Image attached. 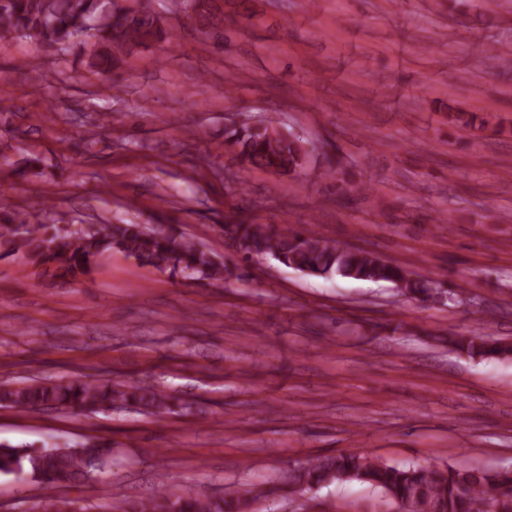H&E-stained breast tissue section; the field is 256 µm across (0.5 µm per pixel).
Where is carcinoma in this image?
Segmentation results:
<instances>
[{
	"label": "carcinoma",
	"instance_id": "obj_1",
	"mask_svg": "<svg viewBox=\"0 0 512 512\" xmlns=\"http://www.w3.org/2000/svg\"><path fill=\"white\" fill-rule=\"evenodd\" d=\"M138 4L137 12L129 13L114 0H0V40L24 37L58 44L64 51L74 49L87 58L90 70L101 74L100 52L88 53L82 48L87 37H97L101 45L121 51L173 43L174 33L164 28L152 0H138ZM224 143L247 168L285 175L306 163L301 140L277 137L273 128L250 115H240L224 129ZM25 224L21 213L14 215L13 223L0 224V246L28 264L73 278L86 275L102 257L117 250L143 266L179 273L195 282L246 280L236 264L216 260L193 240L163 224H101L93 233L66 232L56 225L28 229ZM224 234L254 241L262 247L264 257L309 276L384 281L405 295L434 297L429 279L314 231L273 230L238 220L225 223ZM448 344L471 358L512 360V342L472 335L450 336ZM118 406L160 416L174 411L176 403L173 396L151 386L135 382L103 385L86 375L50 383L35 380L20 387L0 384V407L19 412L50 407L85 415ZM95 447L98 455L91 460L83 448L67 443L35 451L0 443V471H25L52 491L86 480L110 463L112 444L97 442ZM353 480L381 492L402 512H512V469L508 468L394 467L368 456L337 454L311 459L302 474V482L309 486ZM167 502L178 506V512H252V499L246 493L201 498L186 489L164 490L147 500L130 501L124 512H163Z\"/></svg>",
	"mask_w": 512,
	"mask_h": 512
}]
</instances>
